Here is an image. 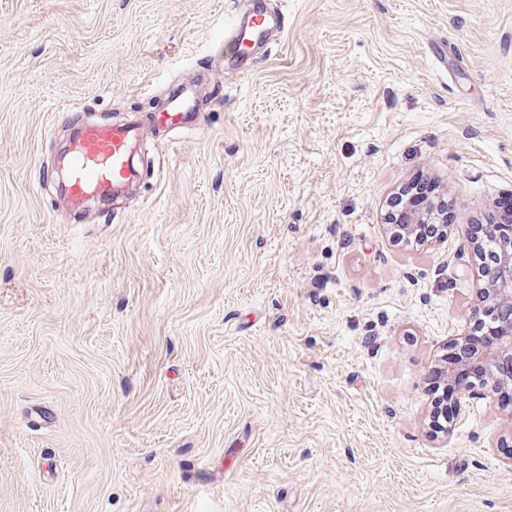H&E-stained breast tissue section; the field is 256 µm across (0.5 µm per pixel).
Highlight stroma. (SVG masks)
<instances>
[{"instance_id": "1", "label": "stroma", "mask_w": 512, "mask_h": 512, "mask_svg": "<svg viewBox=\"0 0 512 512\" xmlns=\"http://www.w3.org/2000/svg\"><path fill=\"white\" fill-rule=\"evenodd\" d=\"M0 0V512H512L488 398L430 425L512 200V0ZM202 128L151 121L169 86ZM142 123L139 178L63 205L73 116ZM428 175L448 236L393 238ZM249 1L248 9L233 13L224 24V50L220 55L224 69L241 75L254 70L271 39L284 27L282 16L270 11L266 0Z\"/></svg>"}]
</instances>
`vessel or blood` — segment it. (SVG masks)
I'll return each instance as SVG.
<instances>
[{"mask_svg":"<svg viewBox=\"0 0 512 512\" xmlns=\"http://www.w3.org/2000/svg\"><path fill=\"white\" fill-rule=\"evenodd\" d=\"M283 27L282 16L269 10L265 0H250L248 9L233 13L224 25L221 60L225 69L250 74ZM195 97L194 87H173L157 109L154 124L162 130L196 128ZM75 128L77 135L68 154V192L75 197L106 195L127 183L129 155L141 138L139 121L101 127L79 120Z\"/></svg>","mask_w":512,"mask_h":512,"instance_id":"obj_1","label":"vessel or blood"}]
</instances>
